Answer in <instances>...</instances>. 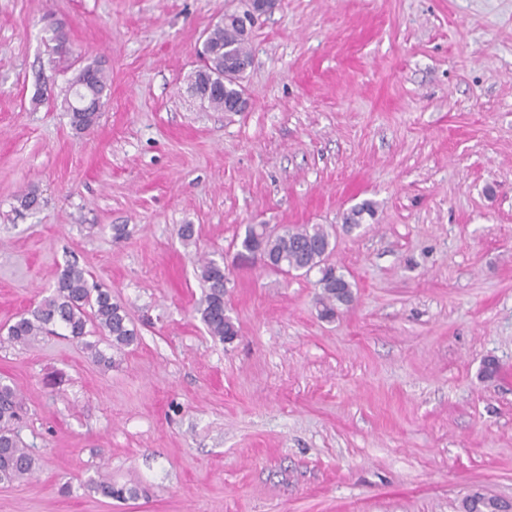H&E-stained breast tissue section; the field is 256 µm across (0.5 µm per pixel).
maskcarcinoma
<instances>
[{"instance_id":"obj_1","label":"carcinoma","mask_w":512,"mask_h":512,"mask_svg":"<svg viewBox=\"0 0 512 512\" xmlns=\"http://www.w3.org/2000/svg\"><path fill=\"white\" fill-rule=\"evenodd\" d=\"M206 58L205 73L197 74L203 82H221L224 79V53L238 56L250 55L248 41L239 37L234 24L216 22L207 32L203 41ZM108 79L100 62L86 60L69 86L94 94L103 100ZM242 91L240 83L230 82L225 93L210 94L207 101L216 110L224 109V96L237 95ZM98 117L92 113L75 112L70 115V124L79 133L95 126ZM374 215V205L365 201L347 212L343 223L359 225L364 216ZM334 250L331 233L321 224H293L283 228L281 234L263 243V252L288 260V266L295 269L307 266L321 273L316 297L320 312L329 318L336 316L341 303L336 295L335 267L328 263ZM202 283L203 294L197 311L209 335L221 342L230 341L237 334L238 327L233 317L224 315V262L206 259L196 268ZM60 327L72 340L89 351L97 363L112 364V353L122 352L133 345L137 331L128 317L125 307L114 298L108 289L89 284L87 272L76 264H70L57 278L53 293L45 297L32 309L26 311L7 328L6 340L14 345L29 346L39 336ZM100 333L107 350L99 342L88 337ZM21 402L15 386L0 379V483H14L32 475L37 459L21 444L14 433L13 425L19 419ZM87 488L105 498L118 501L134 499L138 489L133 486H118L110 482L90 480ZM467 512H496L498 499L484 494L472 495L463 503Z\"/></svg>"}]
</instances>
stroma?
Masks as SVG:
<instances>
[{"label": "stroma", "instance_id": "35a3bbf8", "mask_svg": "<svg viewBox=\"0 0 512 512\" xmlns=\"http://www.w3.org/2000/svg\"><path fill=\"white\" fill-rule=\"evenodd\" d=\"M240 7L0 0V329L75 263L140 336L109 366L62 335L0 344L38 457L0 512L512 501V0H280L250 38L247 111L221 112L190 91L195 49ZM87 57L109 91L79 134L63 90ZM32 188L40 209L18 214ZM249 224L327 227L353 304L326 321L318 273L235 266ZM201 256L226 266L232 343L196 312ZM86 486L90 491L99 494L102 497L118 501L135 499L138 496V489L133 486H118L110 482H97L94 480H89Z\"/></svg>", "mask_w": 512, "mask_h": 512}]
</instances>
